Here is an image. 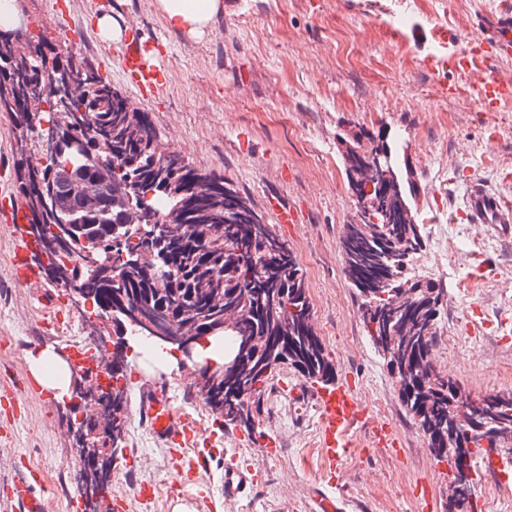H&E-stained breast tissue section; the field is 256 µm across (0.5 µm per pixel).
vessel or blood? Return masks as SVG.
I'll return each mask as SVG.
<instances>
[{"mask_svg":"<svg viewBox=\"0 0 512 512\" xmlns=\"http://www.w3.org/2000/svg\"><path fill=\"white\" fill-rule=\"evenodd\" d=\"M512 54V12L504 11L496 21L493 30L470 43L459 53L449 56L444 64L459 74L473 72L477 61L491 60ZM120 68L129 83L138 90H159L165 85L166 74L150 55L149 49L138 27L127 30L119 58ZM480 98L486 108L499 107L502 101L512 98V85L497 80L486 81ZM467 216L474 224H493L501 230L512 232V208L506 207L496 195L484 187L472 186L468 193ZM27 221L24 210L12 197H0V224L22 225ZM36 250L31 238H23L14 245L15 280L18 286H26L31 279L27 258ZM320 412L319 443L322 456L333 463L344 460L353 446L355 429L371 425L372 433L378 444L389 448L395 440L388 424L370 422L366 410L361 405L354 387L347 382H338L330 388H318L312 393ZM141 412L153 433L165 443L172 452L179 454L186 448H194L193 466H206L210 458L197 442L202 435L200 427L177 413L166 394L156 386L142 391ZM478 471H485L500 484L512 483V457L500 456L488 451L481 452L476 460ZM258 483L254 469L235 463L224 467V497L235 500L245 497L248 491ZM41 485V475L34 470L23 471L13 480L8 502L13 512H47L43 497L36 490Z\"/></svg>","mask_w":512,"mask_h":512,"instance_id":"vessel-or-blood-1","label":"vessel or blood"}]
</instances>
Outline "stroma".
Wrapping results in <instances>:
<instances>
[{"mask_svg":"<svg viewBox=\"0 0 512 512\" xmlns=\"http://www.w3.org/2000/svg\"><path fill=\"white\" fill-rule=\"evenodd\" d=\"M106 0H25L30 33L65 48L63 26H82L76 52L113 88L148 112L156 132L191 165L234 181L251 196L266 223L296 252L305 275L313 321L336 362L337 379L356 382L372 419L389 423L397 454L375 450L372 432L358 430L350 456L329 467L318 447L319 412L279 387L265 394L261 429L279 444L278 455L242 428L226 426L203 404L194 378L182 369L164 373L148 360L130 375L169 388L172 405L219 442L209 469L184 487L168 465V450L138 413V390L128 389L125 451L114 463L113 487L149 483L151 500H133L131 512H173L175 489L193 496L194 512H311L317 492L332 491L348 512H416L426 493L429 512H448V466L401 404L384 360L365 335L360 303L339 251L344 224L356 212L338 137L354 126L406 143V162L418 185L442 183L435 195L417 194V221L452 218L465 224L469 183L482 184L512 207V101L486 111L473 81L431 63L482 36L504 0H224V14L205 37L171 31L154 0H107L118 24L134 21L159 53L165 87L139 96L125 81L120 41H105L95 21ZM278 195L300 214L278 223L267 205ZM23 230L0 225V396L19 397L25 411L0 407V485L15 464L45 474L42 494L65 512L78 490L68 437L69 404L47 398L28 365L31 352H68L83 334L93 305L73 309L64 289L46 278L18 287L13 245ZM470 255L443 256L428 240L425 273L445 288L435 361L472 395L512 392V237L494 225L478 230ZM58 298L69 326L45 332V299ZM135 469H128L129 460ZM262 473L250 496L228 501L222 477L229 460Z\"/></svg>","mask_w":512,"mask_h":512,"instance_id":"obj_1","label":"stroma"}]
</instances>
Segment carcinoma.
Listing matches in <instances>:
<instances>
[{
	"label": "carcinoma",
	"mask_w": 512,
	"mask_h": 512,
	"mask_svg": "<svg viewBox=\"0 0 512 512\" xmlns=\"http://www.w3.org/2000/svg\"><path fill=\"white\" fill-rule=\"evenodd\" d=\"M56 49L43 38L0 31V111L29 128L27 146L18 149L19 201L35 225L39 247L50 249L47 225L37 216L67 215L80 225L85 241H74L47 255L45 277L59 288L86 289L98 309L106 305L137 309L174 330L189 327L202 336H221L224 315L238 316L242 334L253 340L252 354L235 374L195 384L204 405L224 423L249 433L261 425V402L282 366L317 383L336 379V364L312 325V305L296 254L266 224L257 205L230 181L205 173L170 150L147 113L117 92L83 59L67 54L62 65L84 77L78 105L85 111L79 129L83 145L46 149L45 127L56 122L51 101L61 89L52 70L38 68L35 57ZM361 129L352 133L356 150L343 156L345 172L379 150L391 155L400 181L390 195H374L365 213L343 225L340 248L344 272L360 299L365 335L396 377L406 412L435 457L447 451L448 427L456 416L460 384L441 374L431 359L444 289L412 273L426 247L421 224H403L399 206L409 205L416 182L401 166L397 150ZM37 154L41 162H31ZM53 183L44 196L38 185ZM135 250L134 263L120 251ZM128 326L112 318L117 351L104 366L112 382L126 379L127 354L120 348ZM99 372L87 370L78 393L93 404ZM490 447H512V392L490 394ZM128 429V391L114 398L109 418L80 424L73 441L89 439L104 453L124 444Z\"/></svg>",
	"instance_id": "carcinoma-1"
}]
</instances>
